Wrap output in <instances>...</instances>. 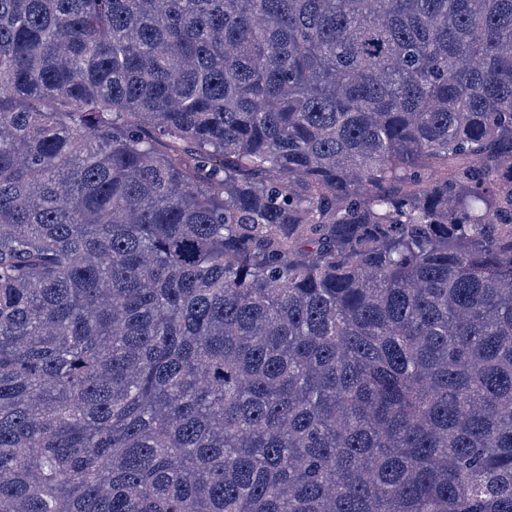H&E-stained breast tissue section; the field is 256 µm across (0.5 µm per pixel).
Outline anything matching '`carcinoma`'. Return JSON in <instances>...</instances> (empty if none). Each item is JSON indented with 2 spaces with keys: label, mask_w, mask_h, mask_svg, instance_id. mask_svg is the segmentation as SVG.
<instances>
[{
  "label": "carcinoma",
  "mask_w": 512,
  "mask_h": 512,
  "mask_svg": "<svg viewBox=\"0 0 512 512\" xmlns=\"http://www.w3.org/2000/svg\"><path fill=\"white\" fill-rule=\"evenodd\" d=\"M0 512H512V0H0Z\"/></svg>",
  "instance_id": "cac0c4a2"
}]
</instances>
